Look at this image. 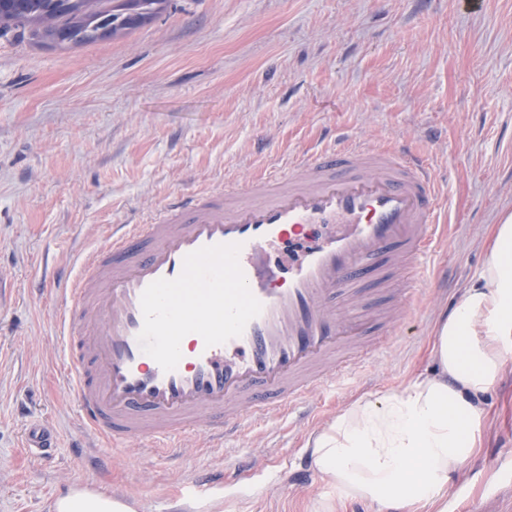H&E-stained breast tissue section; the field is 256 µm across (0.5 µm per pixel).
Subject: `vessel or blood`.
Instances as JSON below:
<instances>
[{
  "label": "vessel or blood",
  "instance_id": "vessel-or-blood-1",
  "mask_svg": "<svg viewBox=\"0 0 512 512\" xmlns=\"http://www.w3.org/2000/svg\"><path fill=\"white\" fill-rule=\"evenodd\" d=\"M428 153L341 136L301 168L173 196L116 224L59 288L54 323L85 433L120 449L207 448L355 371L365 336L427 303L446 240ZM24 446L51 462L53 426Z\"/></svg>",
  "mask_w": 512,
  "mask_h": 512
}]
</instances>
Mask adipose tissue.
Listing matches in <instances>:
<instances>
[{"label":"adipose tissue","mask_w":512,"mask_h":512,"mask_svg":"<svg viewBox=\"0 0 512 512\" xmlns=\"http://www.w3.org/2000/svg\"><path fill=\"white\" fill-rule=\"evenodd\" d=\"M485 259L428 348L434 370L403 390L361 396L306 446L337 505L359 499L375 512H434L481 444L489 413L480 400L512 357V211L489 225ZM53 512H136L125 498L88 487L57 497Z\"/></svg>","instance_id":"adipose-tissue-1"}]
</instances>
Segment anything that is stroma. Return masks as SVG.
<instances>
[{
  "instance_id": "stroma-1",
  "label": "stroma",
  "mask_w": 512,
  "mask_h": 512,
  "mask_svg": "<svg viewBox=\"0 0 512 512\" xmlns=\"http://www.w3.org/2000/svg\"><path fill=\"white\" fill-rule=\"evenodd\" d=\"M349 136L431 153L443 186L445 271L430 305L396 336L373 337L352 378L234 445L263 467L256 494L198 512H322L324 482L289 492L284 470L353 398L430 369L436 317L479 270L480 236L512 209V0H171L152 25L70 54L0 40V512H52L80 485L176 512L192 475L224 453L183 442L175 456L85 438L63 373L57 272L76 273L110 227L173 194L250 182ZM493 417L454 488L473 512L512 469V371L482 398ZM53 423L47 465L22 446L27 420Z\"/></svg>"
}]
</instances>
